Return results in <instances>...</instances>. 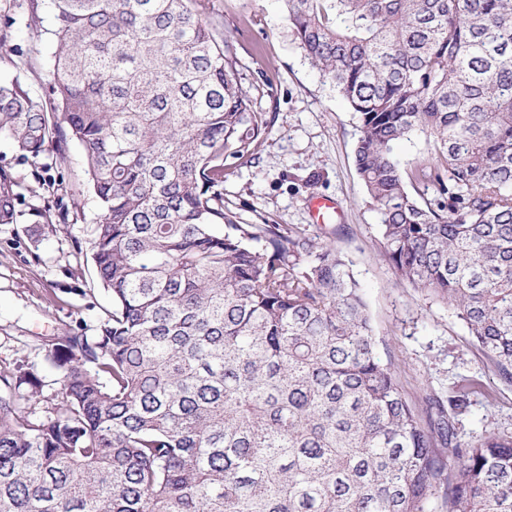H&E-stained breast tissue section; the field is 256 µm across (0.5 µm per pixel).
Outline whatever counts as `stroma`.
I'll use <instances>...</instances> for the list:
<instances>
[{"label":"stroma","instance_id":"stroma-1","mask_svg":"<svg viewBox=\"0 0 512 512\" xmlns=\"http://www.w3.org/2000/svg\"><path fill=\"white\" fill-rule=\"evenodd\" d=\"M219 36L231 37L237 78L253 87L255 111L270 123L254 159L224 172V203L248 224L311 226L309 200H335L324 225L360 283L382 353L413 404L424 393L447 397L472 385L460 416L462 440L485 433L512 436V384L491 368L464 322L444 301L400 284L379 253L380 217L354 165L357 118L294 40L280 0H212ZM9 38L23 57L0 61V82H19L45 99L52 65L46 31L54 23L50 0H20ZM274 91L261 92L264 80ZM63 188L47 187L42 204L64 200L68 222L39 223L36 214L0 224V370L32 363L45 397L61 401L63 374L50 355L64 333L91 332L110 299L94 289L91 228L98 211L89 193L82 154L69 145Z\"/></svg>","mask_w":512,"mask_h":512}]
</instances>
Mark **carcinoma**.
<instances>
[{
    "mask_svg": "<svg viewBox=\"0 0 512 512\" xmlns=\"http://www.w3.org/2000/svg\"><path fill=\"white\" fill-rule=\"evenodd\" d=\"M281 2L357 114L382 257L512 383V0ZM51 6L53 112L0 83V138L33 167L78 146L112 305L60 337L62 403L33 368L0 371V512H426L438 488L447 512H512V436L458 437L470 389L416 408L342 253L224 206V167L268 122L210 0ZM412 135L428 156L404 168ZM33 177L24 195L0 166V224L41 197ZM395 154L402 164L412 162L416 158L426 154V144L420 136H412L411 138L400 141L396 148Z\"/></svg>",
    "mask_w": 512,
    "mask_h": 512,
    "instance_id": "cac0c4a2",
    "label": "carcinoma"
}]
</instances>
